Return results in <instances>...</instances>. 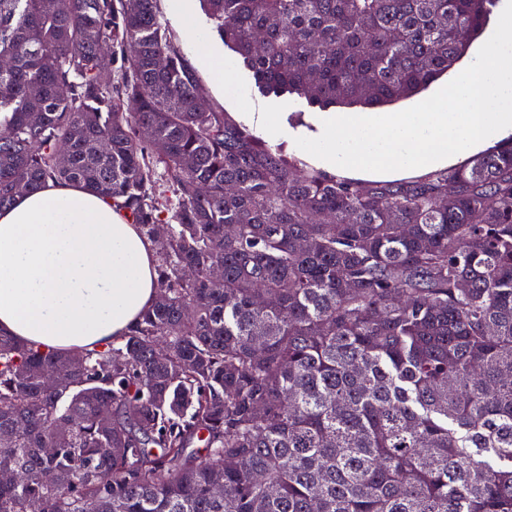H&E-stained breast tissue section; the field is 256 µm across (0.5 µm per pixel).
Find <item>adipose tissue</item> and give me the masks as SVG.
Returning a JSON list of instances; mask_svg holds the SVG:
<instances>
[{
  "label": "adipose tissue",
  "instance_id": "ef3b65f1",
  "mask_svg": "<svg viewBox=\"0 0 512 512\" xmlns=\"http://www.w3.org/2000/svg\"><path fill=\"white\" fill-rule=\"evenodd\" d=\"M214 81L240 90L187 0H171ZM469 67L405 112H250L264 139L314 157L336 177H424L470 165L512 140V0ZM154 246L112 200L50 183L0 210V334L45 352L92 350L127 335L156 298Z\"/></svg>",
  "mask_w": 512,
  "mask_h": 512
}]
</instances>
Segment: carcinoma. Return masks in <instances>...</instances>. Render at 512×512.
<instances>
[{"mask_svg": "<svg viewBox=\"0 0 512 512\" xmlns=\"http://www.w3.org/2000/svg\"><path fill=\"white\" fill-rule=\"evenodd\" d=\"M203 3L264 90L377 110L496 0ZM1 58L0 208L112 200L157 296L105 348L0 335V512H512V142L417 180L310 169L216 110L157 0H0Z\"/></svg>", "mask_w": 512, "mask_h": 512, "instance_id": "carcinoma-1", "label": "carcinoma"}]
</instances>
